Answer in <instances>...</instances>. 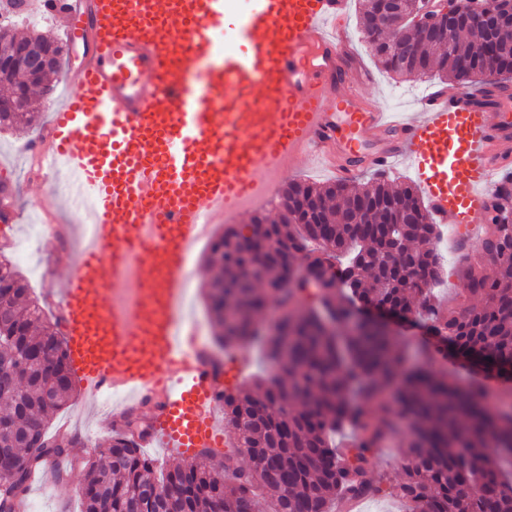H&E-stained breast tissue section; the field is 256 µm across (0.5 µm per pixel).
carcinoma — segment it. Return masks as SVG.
Wrapping results in <instances>:
<instances>
[{
  "label": "carcinoma",
  "instance_id": "carcinoma-1",
  "mask_svg": "<svg viewBox=\"0 0 512 512\" xmlns=\"http://www.w3.org/2000/svg\"><path fill=\"white\" fill-rule=\"evenodd\" d=\"M492 0H448L454 28L448 41L428 39L421 55L433 61L400 69L376 30L379 0H365L364 38L377 62L410 79L480 82L486 50L500 66L496 86L512 81V18L487 29L467 14ZM0 41V52L35 36ZM52 73L36 83L23 71L0 80V129L37 120L34 85L54 90ZM292 202L313 205L302 224L257 213L250 234L233 227L210 247L215 274L208 282L218 340L226 347L259 348L269 375L245 389L224 391V420L233 432L224 471L199 459L158 479L152 460L140 453L134 433H116L102 458L87 464L81 512H345L369 498L396 497L410 512H512V479L502 459H512V391H501L494 411L483 385L456 382L445 369L410 364L411 355L390 333L351 325L356 304H377L422 319L448 351L479 371L512 378V253L491 257L464 253L458 270L464 296L481 303L449 308L434 299L443 267L437 253L438 224L421 223L426 210L410 186L384 180L371 185L293 182ZM376 221L381 206L403 220L390 234L371 233L353 204ZM278 299L274 335L265 326L268 299ZM76 388L64 345L27 280L8 260L0 262V512H16L27 498L32 469L72 452V439L48 433L51 417ZM349 428L350 448L331 436ZM408 431L401 475L386 485L374 476L372 459L401 429ZM244 456L249 465L235 459Z\"/></svg>",
  "mask_w": 512,
  "mask_h": 512
}]
</instances>
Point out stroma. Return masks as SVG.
Segmentation results:
<instances>
[{
    "mask_svg": "<svg viewBox=\"0 0 512 512\" xmlns=\"http://www.w3.org/2000/svg\"><path fill=\"white\" fill-rule=\"evenodd\" d=\"M345 28L364 65L377 75V83L371 90L375 104L389 110L412 111L414 104L424 95L426 87L423 83L383 71L381 66L377 65L361 31L359 0H350ZM75 29V21L63 12L45 15L41 28L42 33L53 40H71V59L62 66L63 72L66 73L78 69L87 49L86 41L75 36ZM47 120V115L43 114L32 126L21 125L0 131V182L9 180L16 185V204L20 212L18 222L0 223V256L13 258L15 241L25 240L32 243V260L42 273L41 282L32 286L33 296L38 299L48 318L53 320L57 317L56 291L69 278L72 272L71 264L81 245L76 228L82 213L68 205L70 188L66 173L52 175L49 185L46 186L29 182L27 179V161L21 147L41 133ZM328 180V175L317 168L301 165L281 176L279 190L265 198L258 210H244L233 218L232 223L237 228L245 230L248 229L255 212L277 216L282 203L281 189L291 182L307 181L322 184ZM46 209L53 211L62 226L68 229L66 235L58 236L50 243L45 242L43 233L36 230V223L41 220L42 212ZM207 261V247L197 246L195 276L187 305L199 320L205 338L211 342L216 337L217 329L207 310L206 286L212 275ZM390 331L398 340L409 343L411 351L420 352L421 364L445 366L449 371L456 373L461 382L480 381L495 394L502 389L500 378L488 375L475 376L465 362L446 358L438 354L434 348L423 344L422 331L411 330L405 321H392ZM103 419V412L94 410L84 401L82 394L78 393L52 418L51 425L55 428L64 424L70 425L72 432L81 435L95 448L101 449L107 447L111 436L110 429L103 426ZM83 476V467L77 464L64 479H48L44 486L31 490L27 512H79L78 490Z\"/></svg>",
    "mask_w": 512,
    "mask_h": 512,
    "instance_id": "1",
    "label": "stroma"
}]
</instances>
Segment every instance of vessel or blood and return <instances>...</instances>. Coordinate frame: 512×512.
I'll return each instance as SVG.
<instances>
[{
    "label": "vessel or blood",
    "instance_id": "1",
    "mask_svg": "<svg viewBox=\"0 0 512 512\" xmlns=\"http://www.w3.org/2000/svg\"><path fill=\"white\" fill-rule=\"evenodd\" d=\"M84 21L93 49L65 75L28 175L64 162L87 208L58 308L87 401L115 427L148 409L139 444L184 461L227 445L216 373L177 319L183 258L212 225L308 162L342 182L406 163L431 223L477 229L512 171V92L433 91L408 113L373 106L350 72L347 0H41ZM234 16V47L223 46Z\"/></svg>",
    "mask_w": 512,
    "mask_h": 512
}]
</instances>
